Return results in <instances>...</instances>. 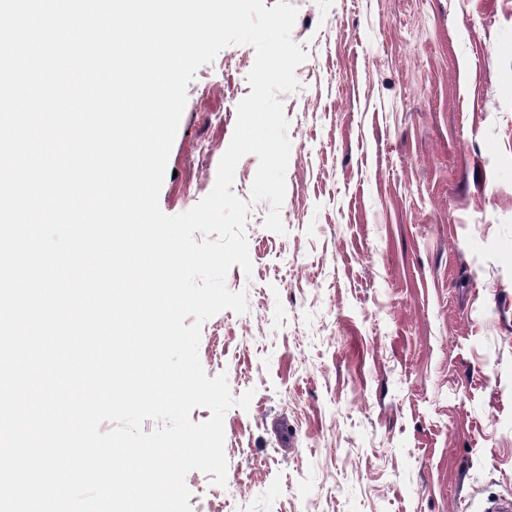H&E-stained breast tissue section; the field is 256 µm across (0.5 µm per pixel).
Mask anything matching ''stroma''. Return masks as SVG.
Instances as JSON below:
<instances>
[{
	"label": "stroma",
	"mask_w": 512,
	"mask_h": 512,
	"mask_svg": "<svg viewBox=\"0 0 512 512\" xmlns=\"http://www.w3.org/2000/svg\"><path fill=\"white\" fill-rule=\"evenodd\" d=\"M308 58L282 95L284 233L252 198L251 271L201 331L224 418V485L191 512H472L512 498V0H290ZM253 47L200 67L159 206L215 185Z\"/></svg>",
	"instance_id": "obj_1"
}]
</instances>
